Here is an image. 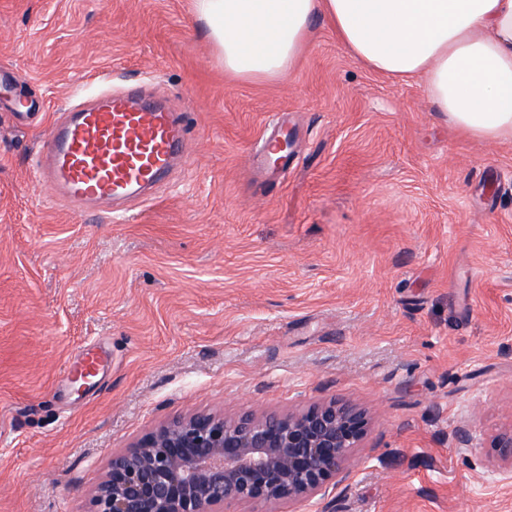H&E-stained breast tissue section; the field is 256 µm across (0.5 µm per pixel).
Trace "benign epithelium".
Masks as SVG:
<instances>
[{
    "mask_svg": "<svg viewBox=\"0 0 512 512\" xmlns=\"http://www.w3.org/2000/svg\"><path fill=\"white\" fill-rule=\"evenodd\" d=\"M367 413L335 400L301 412H197L165 422L112 455L92 512H224L227 504L310 503L347 475Z\"/></svg>",
    "mask_w": 512,
    "mask_h": 512,
    "instance_id": "1",
    "label": "benign epithelium"
}]
</instances>
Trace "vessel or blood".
Returning <instances> with one entry per match:
<instances>
[{
  "label": "vessel or blood",
  "instance_id": "vessel-or-blood-1",
  "mask_svg": "<svg viewBox=\"0 0 512 512\" xmlns=\"http://www.w3.org/2000/svg\"><path fill=\"white\" fill-rule=\"evenodd\" d=\"M188 141L184 119L131 90L74 105L38 153L36 178L76 205L117 203L160 186Z\"/></svg>",
  "mask_w": 512,
  "mask_h": 512
}]
</instances>
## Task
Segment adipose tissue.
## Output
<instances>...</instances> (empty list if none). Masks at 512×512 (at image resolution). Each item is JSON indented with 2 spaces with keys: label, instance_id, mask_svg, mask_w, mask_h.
<instances>
[{
  "label": "adipose tissue",
  "instance_id": "1",
  "mask_svg": "<svg viewBox=\"0 0 512 512\" xmlns=\"http://www.w3.org/2000/svg\"><path fill=\"white\" fill-rule=\"evenodd\" d=\"M224 70L290 78L315 17L365 67L419 79L451 125L512 142V0H197Z\"/></svg>",
  "mask_w": 512,
  "mask_h": 512
}]
</instances>
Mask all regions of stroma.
Returning <instances> with one entry per match:
<instances>
[{
    "instance_id": "35a3bbf8",
    "label": "stroma",
    "mask_w": 512,
    "mask_h": 512,
    "mask_svg": "<svg viewBox=\"0 0 512 512\" xmlns=\"http://www.w3.org/2000/svg\"><path fill=\"white\" fill-rule=\"evenodd\" d=\"M1 70L0 512H91L113 453L174 416L334 397L371 417L335 512H512V142L320 18L289 81L237 79L196 0H0ZM133 84L192 139L114 224L35 161L53 113ZM273 132L287 167L252 172Z\"/></svg>"
}]
</instances>
